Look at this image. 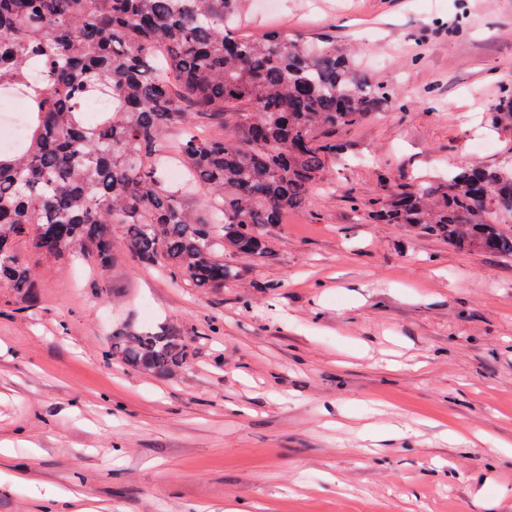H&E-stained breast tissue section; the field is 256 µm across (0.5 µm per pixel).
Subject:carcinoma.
Wrapping results in <instances>:
<instances>
[{"instance_id":"obj_1","label":"carcinoma","mask_w":512,"mask_h":512,"mask_svg":"<svg viewBox=\"0 0 512 512\" xmlns=\"http://www.w3.org/2000/svg\"><path fill=\"white\" fill-rule=\"evenodd\" d=\"M237 3L0 0V90L27 102L22 139L0 151V289L15 309L37 299L17 243L55 260L87 255L105 272L116 224L141 265L192 288L224 287L235 273L220 253L267 254L264 229L302 207L340 154L336 130L379 108L383 93L327 40L229 35ZM93 95L105 109L87 110ZM491 124L512 129L511 93ZM173 166L183 183L169 180ZM199 190L200 211L186 204ZM370 206L380 224L512 256V236L490 219L492 209L512 216V166L475 163ZM108 355L169 379L194 351L172 325L122 326Z\"/></svg>"}]
</instances>
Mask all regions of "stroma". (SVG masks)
Listing matches in <instances>:
<instances>
[{
  "label": "stroma",
  "instance_id": "stroma-1",
  "mask_svg": "<svg viewBox=\"0 0 512 512\" xmlns=\"http://www.w3.org/2000/svg\"><path fill=\"white\" fill-rule=\"evenodd\" d=\"M273 29L335 41L386 101L266 256L225 251L221 290L140 265L119 225L104 275L21 244L38 300H0V512H512V256L350 202L446 178L481 135L480 165L512 162L488 126L512 0H240L234 35ZM158 322L192 339L182 374L107 361L114 326Z\"/></svg>",
  "mask_w": 512,
  "mask_h": 512
}]
</instances>
